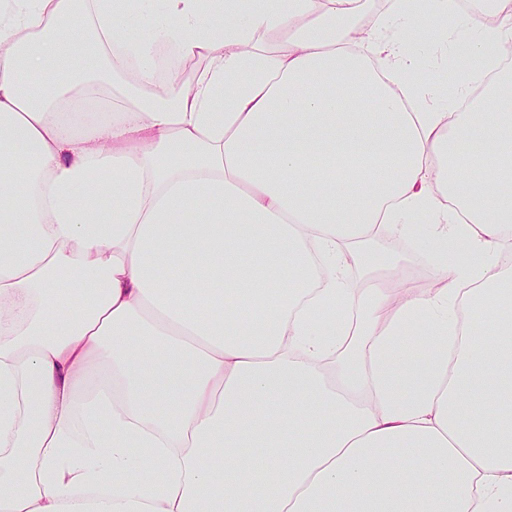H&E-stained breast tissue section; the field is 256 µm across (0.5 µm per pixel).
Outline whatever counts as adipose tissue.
Masks as SVG:
<instances>
[{
	"mask_svg": "<svg viewBox=\"0 0 512 512\" xmlns=\"http://www.w3.org/2000/svg\"><path fill=\"white\" fill-rule=\"evenodd\" d=\"M482 4L394 0L399 45L363 0L0 6V512H512V83L462 109L512 10ZM444 16L439 109L407 75ZM161 44L206 70L158 84ZM426 220L436 287L350 288Z\"/></svg>",
	"mask_w": 512,
	"mask_h": 512,
	"instance_id": "1",
	"label": "adipose tissue"
}]
</instances>
